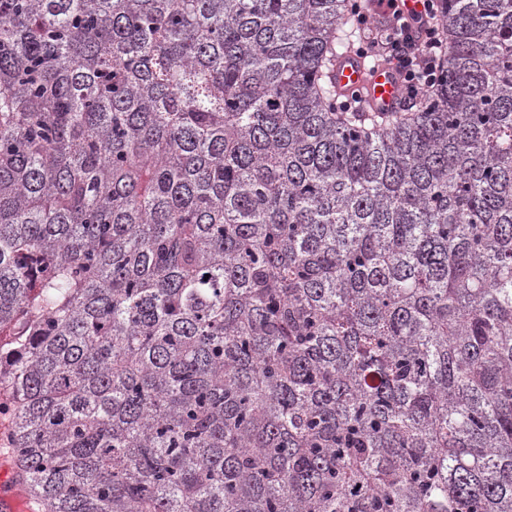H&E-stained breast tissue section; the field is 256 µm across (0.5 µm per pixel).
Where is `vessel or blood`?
<instances>
[{
  "label": "vessel or blood",
  "mask_w": 512,
  "mask_h": 512,
  "mask_svg": "<svg viewBox=\"0 0 512 512\" xmlns=\"http://www.w3.org/2000/svg\"><path fill=\"white\" fill-rule=\"evenodd\" d=\"M333 86L339 97L357 100L367 112H398L403 107L404 90L398 73L390 66L370 63L356 52L337 59Z\"/></svg>",
  "instance_id": "obj_1"
}]
</instances>
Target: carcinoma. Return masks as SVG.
Wrapping results in <instances>:
<instances>
[{"mask_svg": "<svg viewBox=\"0 0 512 512\" xmlns=\"http://www.w3.org/2000/svg\"><path fill=\"white\" fill-rule=\"evenodd\" d=\"M414 109L352 0H0V414L38 512H512V0Z\"/></svg>", "mask_w": 512, "mask_h": 512, "instance_id": "obj_1", "label": "carcinoma"}]
</instances>
